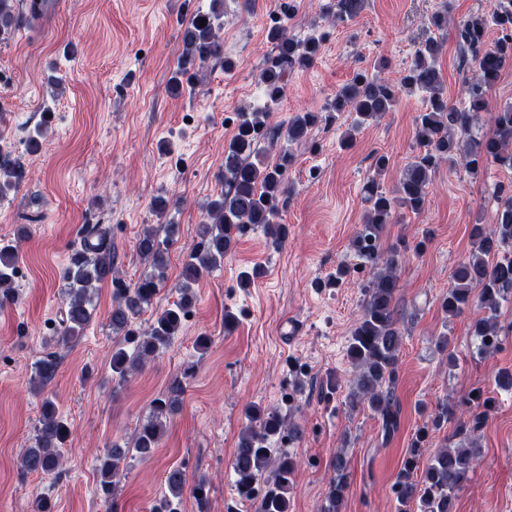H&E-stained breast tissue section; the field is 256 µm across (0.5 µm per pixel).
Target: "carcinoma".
<instances>
[{
	"label": "carcinoma",
	"instance_id": "carcinoma-1",
	"mask_svg": "<svg viewBox=\"0 0 512 512\" xmlns=\"http://www.w3.org/2000/svg\"><path fill=\"white\" fill-rule=\"evenodd\" d=\"M10 0H0V35L14 26ZM223 0H213L207 12L193 17L184 31V51L179 70L210 60H224V69L232 62L224 58ZM366 0H336L330 22L348 25L364 10ZM206 25H201V20ZM429 24L438 31L448 30V4L443 2L430 16ZM498 37L489 44L488 33ZM455 36L470 60L475 74L465 82L466 106L458 109L448 102L444 78L438 66L444 38L429 37L416 48L411 64L394 83L366 72H358L342 86L327 111L354 115L341 144L351 146L355 133L370 125L397 106L402 94L419 93L423 107L415 119L418 152L406 164L398 184L386 190L372 177L364 185L367 204L362 229L355 241V252L362 264L372 270L363 285L365 299L351 330L348 353L357 370L355 388L346 406L355 410L368 406L382 420L385 435L397 426V409L392 383L395 378L402 334L398 327L396 297L400 288L397 274L399 251L386 254L379 246L380 234L387 224L395 223L401 211L420 214L426 207L432 176L441 164L453 165L462 160L469 174L477 178L495 165L512 170V104L489 108L488 93L506 65L512 64V0H488L484 11L459 24ZM268 38L274 55L259 74L263 91L261 106H245L238 113L237 130L224 149V192L204 206L200 241L187 255L181 272L180 297L174 304L154 315L147 328L138 323L141 314L152 305L167 279L169 251L178 240L179 226L164 225L163 232L149 227L139 236L137 252L149 263L134 283L124 282L116 271L109 228L93 224L81 228L79 246L71 253L62 272L66 283V310L57 330L58 342L66 345L83 335L95 315L94 297L99 285L112 283V310L108 320L112 332L120 336L111 354L112 374L121 381L156 359L178 335L183 321L195 301L192 284L224 261L239 236L247 229L261 226L273 248L287 237L286 226L278 222L279 211L289 200L285 183L286 166L292 156H281L272 164L264 159L267 150L281 138L289 143H305L310 131L322 121L317 112H299L285 125L271 124L270 116L283 97L284 76L295 69L309 67L316 60L324 40L319 27L296 38L288 33V18H277ZM489 114L491 129L473 132L478 114ZM23 171L9 154L0 153V198L19 188ZM499 208L496 224L472 228L474 249L452 274L453 285L441 299L445 315L455 317L475 306L482 316L473 320L471 333L481 348L496 346L499 329L496 319L504 302L512 298V192L501 186L497 190ZM18 260L16 245L0 240V303L16 296L14 272ZM57 370V356L49 353L36 365L40 384L52 380ZM184 388L176 379L167 395L153 400L147 419L138 427L129 443L118 442L105 449L98 467L99 491L110 501L119 476L120 464L129 458H152L165 431L167 418L179 406ZM488 404L464 420L454 418L446 406L434 413L432 424L440 427L454 423L453 437L463 442L483 424ZM249 422L241 434L231 463L237 495L253 502L255 512H290V498L299 462L286 448L277 447L284 431L281 414L255 405L246 408ZM69 437L67 423L51 408H46L37 428L34 446L22 449L20 467L25 474H57L64 465V448ZM427 430L422 428L413 441L403 469L393 486L399 512L417 505L420 512H454L455 496L475 467L471 448L424 447ZM348 463L338 454L333 465L325 504L321 512H340L347 490ZM421 471L419 478L414 472ZM168 494L156 500L150 512H178L177 505L186 488H191L197 512H209L210 480L204 473L188 479L179 467L168 470L165 477Z\"/></svg>",
	"mask_w": 512,
	"mask_h": 512
}]
</instances>
